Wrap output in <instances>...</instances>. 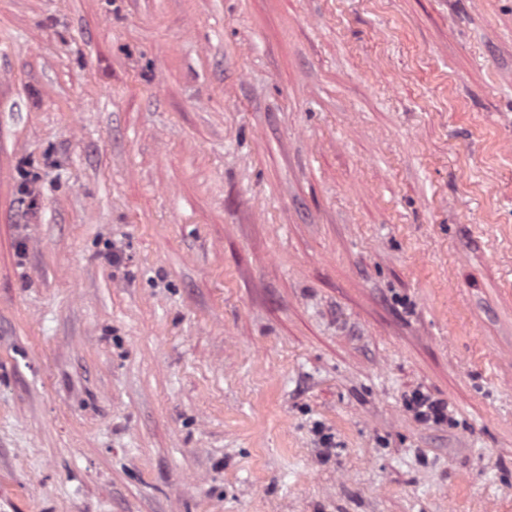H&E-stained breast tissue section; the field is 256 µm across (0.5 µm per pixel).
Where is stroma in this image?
Listing matches in <instances>:
<instances>
[{
	"label": "stroma",
	"mask_w": 512,
	"mask_h": 512,
	"mask_svg": "<svg viewBox=\"0 0 512 512\" xmlns=\"http://www.w3.org/2000/svg\"><path fill=\"white\" fill-rule=\"evenodd\" d=\"M0 512H512V0H0ZM406 408L411 411L416 420L427 425H442L448 423V402L433 397L422 390H414L405 398Z\"/></svg>",
	"instance_id": "stroma-1"
}]
</instances>
